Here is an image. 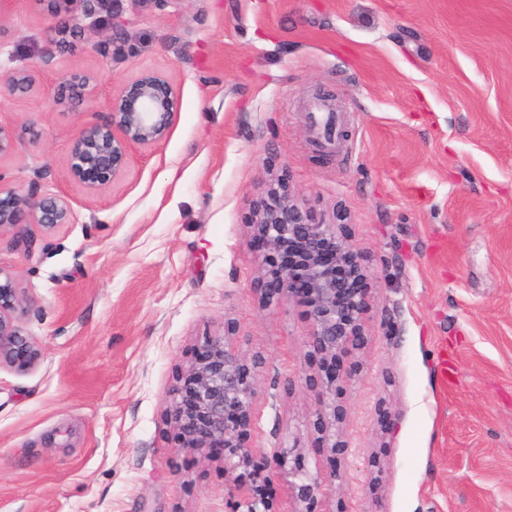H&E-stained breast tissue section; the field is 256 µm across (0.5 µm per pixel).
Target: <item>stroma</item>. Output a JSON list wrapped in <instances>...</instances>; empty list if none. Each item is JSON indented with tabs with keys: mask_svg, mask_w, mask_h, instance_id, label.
I'll use <instances>...</instances> for the list:
<instances>
[{
	"mask_svg": "<svg viewBox=\"0 0 512 512\" xmlns=\"http://www.w3.org/2000/svg\"><path fill=\"white\" fill-rule=\"evenodd\" d=\"M113 7L122 37L86 41L52 34L48 0H0V74L41 63L30 97L0 98V124L38 132L0 172L74 214L0 234L43 352L0 369V512H227L251 468L180 447L170 419L215 336L261 361L244 444L330 486L273 479L280 512H512V0ZM148 71L177 98L167 139L70 180L79 131ZM74 74L94 86L79 107L55 92ZM270 178L366 260L360 333L327 367L305 304L260 292Z\"/></svg>",
	"mask_w": 512,
	"mask_h": 512,
	"instance_id": "35a3bbf8",
	"label": "stroma"
}]
</instances>
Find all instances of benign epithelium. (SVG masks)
<instances>
[{
  "label": "benign epithelium",
  "mask_w": 512,
  "mask_h": 512,
  "mask_svg": "<svg viewBox=\"0 0 512 512\" xmlns=\"http://www.w3.org/2000/svg\"><path fill=\"white\" fill-rule=\"evenodd\" d=\"M56 11L68 13V32L103 34L121 27L118 13L100 15L110 0H51ZM39 62L26 70L0 75V94L25 96L36 86ZM93 91L90 78L74 75L65 79L61 92L77 102L89 99ZM177 108V98L159 73L146 72L124 85L112 97V123L82 129L69 158L68 177L88 188L111 179L127 164L134 145L153 146L170 133ZM72 221L68 199L54 192L21 193L0 172V233L21 224H39L51 231ZM254 235L267 252L268 269L263 291L269 294H301L310 308L311 334L325 356L333 360L336 353L355 334L363 298L340 302L345 291L333 267L348 263L353 274L364 275L363 257L351 244L336 236V225L320 224L308 219L303 209L284 190L271 187L252 225ZM299 243L301 269L273 270V258L288 245ZM336 244L331 261L324 260V241ZM27 305L13 274L0 268V368L17 373L34 370L41 360V349L20 325L18 314ZM258 394L256 374L244 359L228 348L225 337L204 342L199 362L180 379L173 392L171 420L177 427L183 448L224 449V470L251 463L257 453L238 441L246 426ZM263 466L247 498L232 499L230 512H277L265 482L275 475L290 477L287 456L279 451L263 455Z\"/></svg>",
  "instance_id": "benign-epithelium-1"
}]
</instances>
